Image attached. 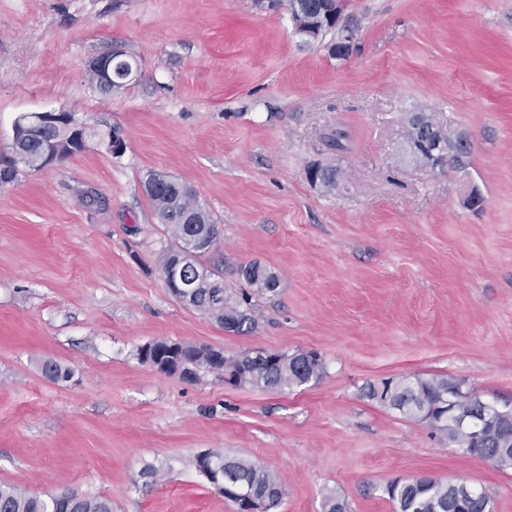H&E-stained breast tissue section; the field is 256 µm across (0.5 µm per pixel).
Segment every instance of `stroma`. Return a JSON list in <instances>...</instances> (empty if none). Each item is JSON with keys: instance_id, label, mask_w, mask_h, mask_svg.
I'll return each mask as SVG.
<instances>
[{"instance_id": "stroma-1", "label": "stroma", "mask_w": 512, "mask_h": 512, "mask_svg": "<svg viewBox=\"0 0 512 512\" xmlns=\"http://www.w3.org/2000/svg\"><path fill=\"white\" fill-rule=\"evenodd\" d=\"M341 24L344 58L335 32L297 34L285 0H0V160L27 112L68 110L126 142L0 184V483L69 487L113 512H236L191 464L219 450L282 478L276 512H322L330 490L346 512H395L386 485L416 476L512 512V470L361 396L446 374L512 399V0H345ZM116 44L137 78L103 94L88 63ZM417 112L469 153L413 161ZM314 163L336 166L335 189L310 181ZM153 172L190 185L219 224L207 262L250 333L171 292ZM253 261L275 291L239 278ZM156 340L314 351L326 372L285 392L212 372L189 383L139 359ZM47 359L70 379L45 378Z\"/></svg>"}]
</instances>
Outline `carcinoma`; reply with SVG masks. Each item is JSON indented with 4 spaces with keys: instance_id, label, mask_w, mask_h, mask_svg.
<instances>
[{
    "instance_id": "obj_1",
    "label": "carcinoma",
    "mask_w": 512,
    "mask_h": 512,
    "mask_svg": "<svg viewBox=\"0 0 512 512\" xmlns=\"http://www.w3.org/2000/svg\"><path fill=\"white\" fill-rule=\"evenodd\" d=\"M305 26L315 28L322 35L332 30L320 11L319 0H304ZM86 139L95 135L86 129L73 132L67 126L25 123L18 127L17 140L24 147L23 157L10 159L0 170V183L13 181L17 166L37 171L41 167L45 146L52 140L68 143L74 135ZM448 144V134L425 113L408 121L407 142L415 143L425 135ZM313 182L333 189L337 169L333 165L314 164L309 168ZM145 191L160 223L172 233L175 243L160 254V267L167 271L178 254L190 261L194 275L193 288L173 290L175 297L186 307L215 321L227 332L243 334L254 325L248 309L232 305L225 296L221 270L208 266L203 258L220 243L221 230L211 213L198 200L195 191L186 183L163 173L149 174ZM240 275L250 285L273 292L279 285L278 277L254 262L240 268ZM168 350L171 359L183 368L182 379L194 381L202 371L222 372L237 386L284 392L319 381L325 374L321 356L314 352L298 355L280 354L270 360L264 350H244L235 358L224 356V351L209 346H197L180 341H155L140 348ZM42 374L52 382L69 379L71 372L54 360H46ZM459 380L448 375L421 377L411 375L369 381L361 387V395L368 401L409 421H424L431 432L457 446L470 456L490 459L498 468L512 469V407L502 408L488 418L484 426L467 433L448 422L445 398ZM192 465L201 475L208 466L224 472V498L243 506L241 495H259L269 498L271 509H276L284 494L280 477L264 466L240 458H227L219 451L198 454ZM385 492L395 504L396 512H458L455 489L442 481L422 476L417 481L393 480ZM0 512H112V501L101 496H86L74 489L40 495L10 484H0ZM469 512H496L493 496L485 490L477 492Z\"/></svg>"
}]
</instances>
